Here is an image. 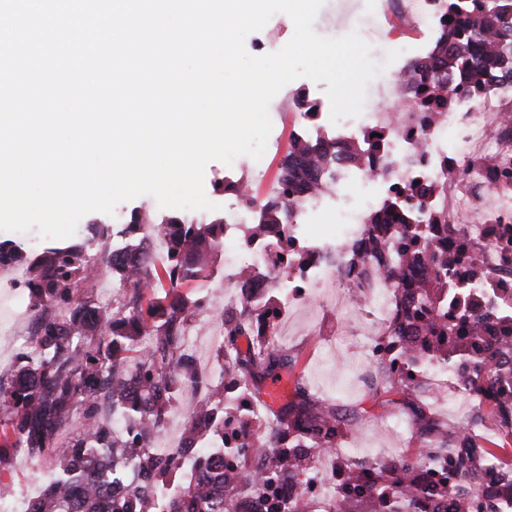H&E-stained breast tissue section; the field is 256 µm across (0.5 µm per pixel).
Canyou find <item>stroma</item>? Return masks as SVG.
Returning a JSON list of instances; mask_svg holds the SVG:
<instances>
[{
	"label": "stroma",
	"mask_w": 512,
	"mask_h": 512,
	"mask_svg": "<svg viewBox=\"0 0 512 512\" xmlns=\"http://www.w3.org/2000/svg\"><path fill=\"white\" fill-rule=\"evenodd\" d=\"M315 32L326 38H339L355 32L370 46L374 60H383L394 45L410 43L420 37L416 26L394 24L379 8L378 0H325L314 23ZM327 85L299 78L282 88L269 105V115L276 141V151L267 174L254 175L253 187L264 192L267 179L275 178L278 165L288 151L290 138L298 133L301 117L298 99H307L315 111L329 107ZM211 301L208 310L195 318L189 331L195 345L193 352L201 366L221 368L222 361L214 350L213 338L223 328L224 255L215 253L206 282ZM20 293L9 273L0 270V378H9L16 367V355L29 341L34 319L28 307L18 302ZM333 317L311 302L292 306L288 321L280 328V347L297 353L293 372L283 377V396H290L295 382H302L315 397L345 409L362 405L366 415L345 435L349 456L353 459L387 456L397 448L416 445L414 433H391L378 426L381 408L376 390L381 382L371 360L375 336L369 334L363 320L353 324L352 336L336 340ZM49 476L47 464H33L20 453L0 464V477L13 482L16 493L38 487Z\"/></svg>",
	"instance_id": "stroma-1"
}]
</instances>
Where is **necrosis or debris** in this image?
<instances>
[{"label":"necrosis or debris","mask_w":512,"mask_h":512,"mask_svg":"<svg viewBox=\"0 0 512 512\" xmlns=\"http://www.w3.org/2000/svg\"><path fill=\"white\" fill-rule=\"evenodd\" d=\"M400 81L397 71L380 76L378 82L384 85L385 95L366 100L359 116L335 124L326 112L305 115L302 138L335 144L340 151L358 146L368 131L383 132L387 142L385 163L393 177L380 179L364 165L339 158L319 176V189L296 194V217L288 226V234L303 258L289 261L287 277L271 281L265 275L266 266L279 251L272 236L256 237L249 246L241 241L240 233L246 225L257 223L263 200L243 171L260 169L261 161L239 157L230 165L236 185L245 188L246 193L224 204L225 302L236 301L238 281L249 274L256 280L250 299L253 307H262L269 288L274 287L279 292V318H286L289 306L313 300L340 316L364 317L378 333H385L395 315L397 281L380 274L361 277L353 248L369 233L367 212L378 207L392 189L417 179L441 184V191L427 205L447 215L449 237L466 247L465 255L453 265L454 278L448 281V313L457 318L458 329L468 328L460 318L464 311L482 318L487 325L512 321V183L494 186L489 182L500 161H512V114L501 113L496 124H489L485 110L492 107V100L484 99L482 111L474 112L468 108L469 97L461 95L457 111L429 119L423 113L400 109ZM452 139L470 148L463 157L470 171L458 185L450 183L444 166ZM356 186L373 188L374 193L362 204H351L349 192ZM490 197L498 205L489 209L481 222H459L460 214L483 207ZM329 212L341 218L336 234H309V225ZM346 455V448L340 445L321 454L312 474L292 484L293 497L305 501L310 512H326L337 486L345 479L341 463Z\"/></svg>","instance_id":"4bbe7bcc"}]
</instances>
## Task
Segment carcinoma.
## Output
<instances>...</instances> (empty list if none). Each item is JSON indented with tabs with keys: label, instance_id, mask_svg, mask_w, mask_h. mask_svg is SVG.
Instances as JSON below:
<instances>
[{
	"label": "carcinoma",
	"instance_id": "1",
	"mask_svg": "<svg viewBox=\"0 0 512 512\" xmlns=\"http://www.w3.org/2000/svg\"><path fill=\"white\" fill-rule=\"evenodd\" d=\"M439 9L438 36L409 64L415 77L406 85L415 110L428 114L451 110L450 75L457 76V89L476 100L495 86L512 85V0H439ZM363 151L368 169L392 177L382 162L384 137L366 133ZM333 155L327 144L293 135L281 162L280 194L263 203L262 221L286 231L293 218L290 190L316 180ZM435 191L432 184H403L405 209L387 199L368 212L370 233L356 250L360 274L400 273L399 314L381 338L376 365L388 391L396 392L381 407L410 419L419 448L372 464L343 462L346 482L336 490L334 512H468V499L452 481L457 475L485 489L478 512H496L487 462L496 456L512 472L507 399L479 407L480 418L499 430L484 443L469 437L465 427L441 421L423 396L426 387L404 373L467 359L475 346L470 337L455 335L448 313H434V302L448 289V226L439 212L417 214L411 201ZM425 221L437 228H421ZM395 224L401 226L402 253L431 252L430 279L409 264L394 266L382 250ZM160 227L169 241L161 265L147 261L138 243L113 255L103 249L114 236L112 226L88 224L85 235L48 243L26 267L36 316L33 352L19 353L13 376L0 379V462L10 449L21 448L31 460L49 464L52 476L24 512H252L253 503L274 512H308L282 495L283 486L335 447L359 412L319 401L300 384L276 406L264 399L267 380L280 378L295 359L268 336L275 291L262 311L241 303L224 307V373L202 378L185 348V329L207 304L200 285L224 237V223L187 224L174 216ZM22 260L13 240L0 239V262ZM103 277L117 284L108 304L92 300ZM182 287L197 296L188 298ZM144 336L152 345H140ZM489 346L493 356L475 369L464 391L494 390L509 380L501 369L512 366V326L502 323ZM392 349L403 368L385 360ZM187 388L201 396L187 417L181 447L157 456L149 447L170 416L175 394ZM249 406L268 416L247 417ZM426 464L446 471L428 481L421 471Z\"/></svg>",
	"mask_w": 512,
	"mask_h": 512
}]
</instances>
